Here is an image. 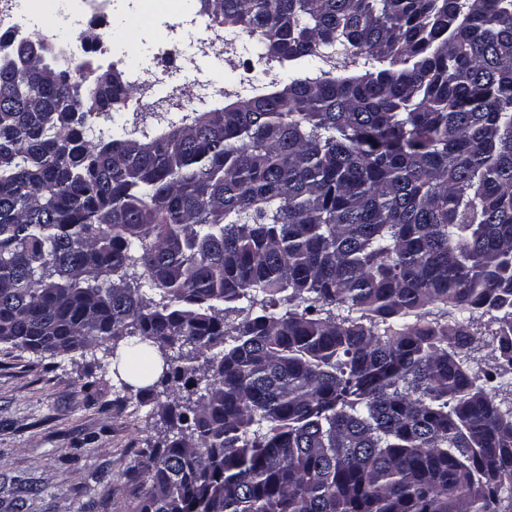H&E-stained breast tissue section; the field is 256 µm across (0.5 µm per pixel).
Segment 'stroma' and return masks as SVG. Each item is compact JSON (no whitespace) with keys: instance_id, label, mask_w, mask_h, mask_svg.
Here are the masks:
<instances>
[{"instance_id":"1","label":"stroma","mask_w":512,"mask_h":512,"mask_svg":"<svg viewBox=\"0 0 512 512\" xmlns=\"http://www.w3.org/2000/svg\"><path fill=\"white\" fill-rule=\"evenodd\" d=\"M83 14L108 16L111 39L96 65L140 71L152 83L170 71L180 85L181 101L198 88L189 69L201 67L225 85V96L203 104L210 111L237 100L233 87L252 74L257 91L287 77L288 63H267L248 36L212 23L203 13L196 23L215 40L236 39L238 51L223 58L191 52L166 53L159 24L138 9L136 0H78ZM135 54H127L128 45ZM103 347L53 356L0 345V512L12 481L40 482L42 492L25 512H133L147 489L140 473L141 452L162 430L165 394L137 396L143 381L128 371L114 373Z\"/></svg>"}]
</instances>
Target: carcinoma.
Returning a JSON list of instances; mask_svg holds the SVG:
<instances>
[{"label":"carcinoma","instance_id":"carcinoma-1","mask_svg":"<svg viewBox=\"0 0 512 512\" xmlns=\"http://www.w3.org/2000/svg\"><path fill=\"white\" fill-rule=\"evenodd\" d=\"M198 2L297 70L152 137L0 34V344L159 360L134 512H512V0ZM341 52L342 48L336 47V54H331V57L326 61L315 58L310 61L309 64H305L304 69L310 73H318L319 69L328 70L336 66V73L348 71L351 74H362L365 73L367 69L372 68V63H370L371 61L368 63L364 58H360L358 59L356 66H350L348 70H343L342 66L344 65V57ZM364 62H366V64H364Z\"/></svg>","mask_w":512,"mask_h":512}]
</instances>
